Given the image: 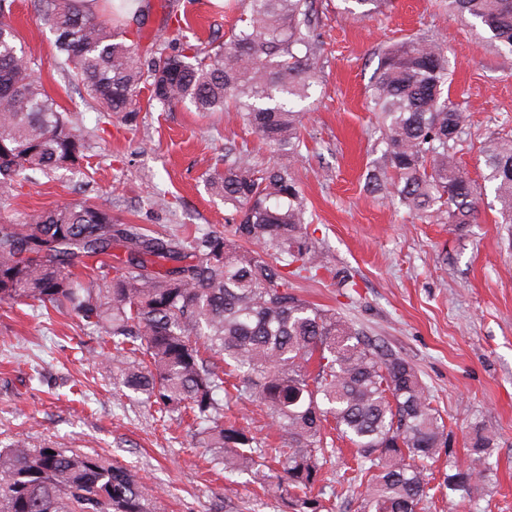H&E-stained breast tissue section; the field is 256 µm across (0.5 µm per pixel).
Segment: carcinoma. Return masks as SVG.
<instances>
[{"label": "carcinoma", "mask_w": 512, "mask_h": 512, "mask_svg": "<svg viewBox=\"0 0 512 512\" xmlns=\"http://www.w3.org/2000/svg\"><path fill=\"white\" fill-rule=\"evenodd\" d=\"M369 19L387 0H345ZM0 0V205L17 188L86 158L85 135L58 110L35 62L5 22ZM240 25L221 45L173 46L147 60L112 23L76 0H38L39 19L56 35L58 64L107 117L126 123L134 99L199 112H232L276 149L264 166L226 148L224 171L209 178L232 223L186 237L129 224L88 200L39 210L23 224L0 219V302L25 298L75 316L112 339L121 384L161 417L189 414L229 476L248 475L287 512H332L322 469L336 439L355 451L352 484L366 479L360 512H423L430 497L426 462L448 433L416 368L370 339L353 321L294 293L291 279L313 280L324 256L294 165L304 145L297 102L316 77L320 41L315 0H241ZM512 54V0H448ZM440 44L422 36L385 49L369 86L385 150L366 186L391 185L400 204L426 223L470 224L485 187L458 167L466 117L451 94ZM501 223L512 224V134L482 150ZM125 258L112 262V249ZM224 400L262 404L277 446L224 413ZM492 438L471 434L472 459L448 457L443 484L471 491L491 485ZM0 512H163L134 471L99 455L0 449Z\"/></svg>", "instance_id": "obj_1"}]
</instances>
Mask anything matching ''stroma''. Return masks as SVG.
<instances>
[{
  "instance_id": "1",
  "label": "stroma",
  "mask_w": 512,
  "mask_h": 512,
  "mask_svg": "<svg viewBox=\"0 0 512 512\" xmlns=\"http://www.w3.org/2000/svg\"><path fill=\"white\" fill-rule=\"evenodd\" d=\"M37 9V0H14L8 21L46 91L83 124L89 167L83 175L56 173L24 185L7 217L21 221L88 197L154 230L223 229L228 212L207 189V174L223 170L232 144L267 166L275 154L227 115L204 117L189 104L142 106L130 127L104 120L56 64L54 34ZM316 9L322 51L317 84L301 104L305 145L296 170L329 270L293 286L416 367L457 458L469 456L471 426L492 438L496 489L442 488L440 461L426 512H512V228L498 223L490 194L474 223L427 224L393 196L365 187L384 150L367 103L383 50L420 34L446 49L452 98L467 116L457 157L477 181L485 174L484 144L512 132V55L496 53L486 32L448 14L438 0H388L382 13L363 21L344 0H316ZM240 13L234 0H140L119 25L141 49L160 51L175 39L222 43ZM181 19L188 28L178 29ZM99 347L112 345L76 317L36 303H0V448L24 436L35 448L103 456L137 470L165 512H281L275 500L255 495L248 476L227 479L212 470L208 450L194 447L186 424L159 421L152 408L124 396L115 365L89 356ZM349 461L342 451L323 468L325 485L337 493L335 512L357 507L360 489L346 484Z\"/></svg>"
}]
</instances>
